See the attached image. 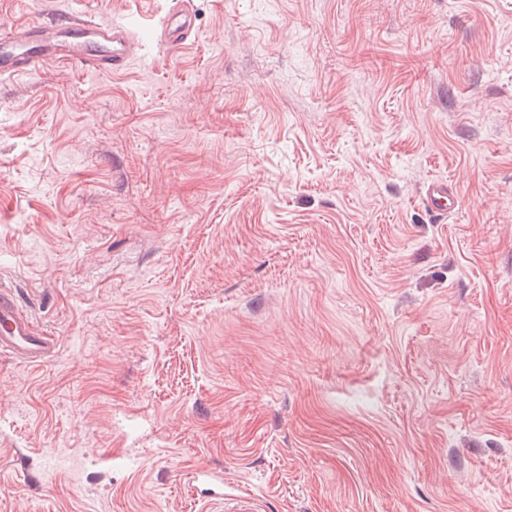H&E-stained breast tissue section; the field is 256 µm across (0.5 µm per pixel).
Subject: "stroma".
I'll list each match as a JSON object with an SVG mask.
<instances>
[{
    "label": "stroma",
    "mask_w": 512,
    "mask_h": 512,
    "mask_svg": "<svg viewBox=\"0 0 512 512\" xmlns=\"http://www.w3.org/2000/svg\"><path fill=\"white\" fill-rule=\"evenodd\" d=\"M193 10L0 81V286L59 345L0 355V512H206L202 468L267 512H512V0ZM173 6L169 8L163 19L152 23L141 18V23L152 27V37L155 44L169 49L181 47L190 39L195 30L194 14L189 8L190 0H170ZM425 202L430 212L437 216L449 213L455 205L454 197L448 192V183L442 180L432 181L427 186Z\"/></svg>",
    "instance_id": "obj_1"
}]
</instances>
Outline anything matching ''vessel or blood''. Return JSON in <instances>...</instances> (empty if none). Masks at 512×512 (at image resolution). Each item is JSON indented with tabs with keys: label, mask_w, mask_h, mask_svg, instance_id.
I'll use <instances>...</instances> for the list:
<instances>
[{
	"label": "vessel or blood",
	"mask_w": 512,
	"mask_h": 512,
	"mask_svg": "<svg viewBox=\"0 0 512 512\" xmlns=\"http://www.w3.org/2000/svg\"><path fill=\"white\" fill-rule=\"evenodd\" d=\"M172 2L163 19L152 26L155 43L169 49L181 47L195 30L190 0ZM140 48L139 37L128 23H100L92 0H78L65 13L47 14L34 23L0 31V77H15L48 62L69 63L92 73H114L123 70ZM425 202L430 212L439 216L455 205L447 182L442 180L427 186ZM56 347L55 338L43 333L15 295L1 289L0 353L38 365L52 357ZM191 479L202 484V500L217 505L218 512H262L255 497H225L224 480L213 471H195Z\"/></svg>",
	"instance_id": "obj_1"
}]
</instances>
